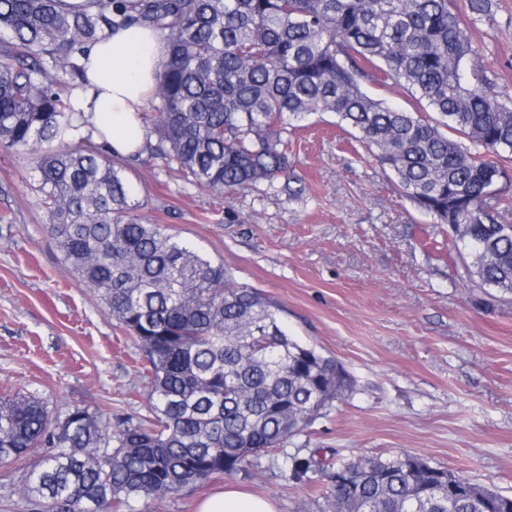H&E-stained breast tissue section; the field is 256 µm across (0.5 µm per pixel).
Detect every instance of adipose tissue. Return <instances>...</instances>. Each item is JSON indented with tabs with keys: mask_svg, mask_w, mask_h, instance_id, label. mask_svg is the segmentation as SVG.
Here are the masks:
<instances>
[{
	"mask_svg": "<svg viewBox=\"0 0 512 512\" xmlns=\"http://www.w3.org/2000/svg\"><path fill=\"white\" fill-rule=\"evenodd\" d=\"M165 48L149 29H119L87 44L81 57L86 82L74 96L97 140L107 141L113 155L129 157L144 144L143 107L154 89V71ZM196 512H276L268 499L236 488L215 492Z\"/></svg>",
	"mask_w": 512,
	"mask_h": 512,
	"instance_id": "adipose-tissue-1",
	"label": "adipose tissue"
}]
</instances>
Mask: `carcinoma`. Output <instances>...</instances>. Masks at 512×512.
I'll return each mask as SVG.
<instances>
[{
  "mask_svg": "<svg viewBox=\"0 0 512 512\" xmlns=\"http://www.w3.org/2000/svg\"><path fill=\"white\" fill-rule=\"evenodd\" d=\"M0 0V147L30 155L47 232L150 374V415L112 419L0 394V464L46 448L16 483L35 512H137L263 463L326 482L332 512H512V497L409 452L329 466L284 443L350 390L336 359L288 334L279 308L192 242L142 224L123 159L80 133L60 86L84 45L132 25L158 34L145 141L222 193L288 173V126L334 113L438 224H456L465 281L512 295V105L494 95L455 0ZM404 109L373 97L387 82ZM431 110L434 121L423 115Z\"/></svg>",
  "mask_w": 512,
  "mask_h": 512,
  "instance_id": "cac0c4a2",
  "label": "carcinoma"
}]
</instances>
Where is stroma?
Wrapping results in <instances>:
<instances>
[{"label": "stroma", "instance_id": "1", "mask_svg": "<svg viewBox=\"0 0 512 512\" xmlns=\"http://www.w3.org/2000/svg\"><path fill=\"white\" fill-rule=\"evenodd\" d=\"M499 99L512 104V0L472 27ZM292 177L220 195L149 151L128 160L135 215L224 264L279 303L296 339L333 356L348 395L322 410L288 452L327 461L417 454L512 495V298L460 279V243L389 178L339 118L317 113L292 137ZM28 157L0 148V393L115 415L148 413L149 380L132 339L68 272L45 230ZM227 487L277 512H330L324 483L278 469L220 475L141 512H195Z\"/></svg>", "mask_w": 512, "mask_h": 512}]
</instances>
